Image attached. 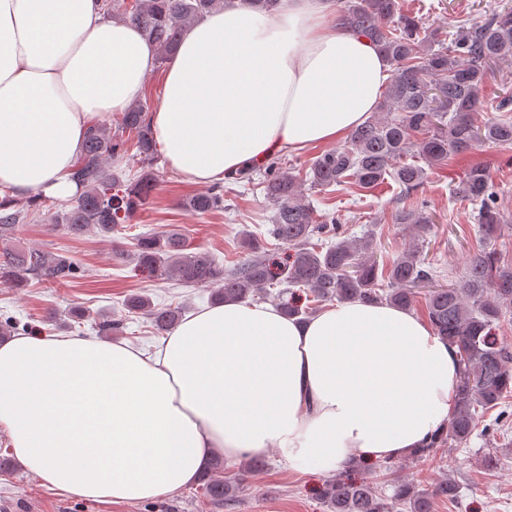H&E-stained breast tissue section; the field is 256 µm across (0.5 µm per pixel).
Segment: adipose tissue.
Masks as SVG:
<instances>
[{"label":"adipose tissue","instance_id":"ef3b65f1","mask_svg":"<svg viewBox=\"0 0 512 512\" xmlns=\"http://www.w3.org/2000/svg\"><path fill=\"white\" fill-rule=\"evenodd\" d=\"M102 0H0V201L78 193L88 129L127 111L157 66ZM391 66L330 0L209 13L170 54L148 119L168 167L210 185L347 137ZM455 348L407 310L362 301L298 321L228 302L186 316L154 352L94 336L0 342V430L42 484L134 503L188 487L214 457L280 450L289 468L396 458L447 424Z\"/></svg>","mask_w":512,"mask_h":512}]
</instances>
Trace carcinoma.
Instances as JSON below:
<instances>
[{
	"instance_id": "cac0c4a2",
	"label": "carcinoma",
	"mask_w": 512,
	"mask_h": 512,
	"mask_svg": "<svg viewBox=\"0 0 512 512\" xmlns=\"http://www.w3.org/2000/svg\"><path fill=\"white\" fill-rule=\"evenodd\" d=\"M228 0H112V17L127 19L154 42L165 58L196 21ZM283 0H240V5L272 14ZM336 22L370 39L393 66L391 79L375 114L352 131L346 144L326 151L306 168L285 167L272 160L264 167L262 187L274 206L267 237L249 234L242 240L247 258L224 269L204 248L191 250L175 232L136 237L139 264L162 280L185 287L211 286V302H246L266 288L285 285L290 299L279 303L289 317L304 319L312 313L298 305L294 289H304L316 304L323 302H385L410 309L418 287L432 282L433 268L426 265L417 243H412L389 265H380L374 252V234L348 239L342 226L320 222L302 192V186L325 191L352 185L372 192L388 181L403 194L417 189L427 177L426 168L464 154L478 142L512 145V119L477 123L484 111L482 91L491 78V63L512 57V11H495L480 24L461 26L448 39L428 31L422 19L402 11L400 0H347ZM147 107L135 104L121 113L117 126L101 124L86 136L83 154L73 172L80 193L55 209L56 199L46 197L45 214L52 229L72 236L95 231L112 235L117 224L149 204L154 175L145 172L123 194L112 192L119 182L110 163L129 150L152 164L157 153ZM456 197L478 205V224L484 247L468 259L455 285L425 293V311L436 335L457 349L460 381L456 406L446 429L432 437L423 457L446 444L462 447L470 441L479 414L505 404L512 394V345L499 336L502 318L512 311V260L490 247L501 230L497 192L483 166L469 167L454 189ZM193 212L206 214L224 209V187L193 195L183 202ZM29 214L0 203V283L26 288L31 282L68 285L79 278L73 259L25 245L16 236ZM396 223L424 227L433 223L423 209L403 208ZM288 246L293 254L276 262L268 253L270 241ZM126 307L142 314L159 333L174 329L182 318L179 308H157L146 294L127 298ZM206 495L232 507L235 486L224 480V458L216 457L199 478ZM394 495L386 498L373 481H328L320 496L332 512H431L432 499L455 502L457 483L436 482L431 492H419L408 482L396 481Z\"/></svg>"
}]
</instances>
